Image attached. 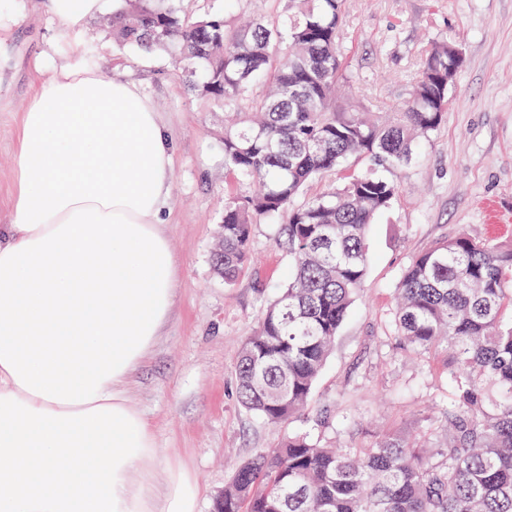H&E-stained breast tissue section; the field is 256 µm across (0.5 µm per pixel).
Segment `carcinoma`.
I'll use <instances>...</instances> for the list:
<instances>
[{
    "instance_id": "1",
    "label": "carcinoma",
    "mask_w": 512,
    "mask_h": 512,
    "mask_svg": "<svg viewBox=\"0 0 512 512\" xmlns=\"http://www.w3.org/2000/svg\"><path fill=\"white\" fill-rule=\"evenodd\" d=\"M182 0H126L102 18L113 42L159 51L224 113V170L259 184L224 195L215 269L231 283L253 226L286 217L291 266L235 366L236 396L271 423L301 412L367 276V235L398 187L366 171L305 198L309 182L365 156L404 166L440 127L457 66L438 43L388 118L338 105L345 0H286L278 24L234 32L225 13L190 17ZM395 327L416 354L443 350L453 377L446 445L385 434L369 447L288 438L236 470L215 512H512V241L467 233L417 255L396 288Z\"/></svg>"
}]
</instances>
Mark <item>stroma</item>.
<instances>
[{
    "label": "stroma",
    "instance_id": "stroma-1",
    "mask_svg": "<svg viewBox=\"0 0 512 512\" xmlns=\"http://www.w3.org/2000/svg\"><path fill=\"white\" fill-rule=\"evenodd\" d=\"M341 56L357 99L387 112L406 97L420 59L450 42L462 63L438 130L410 163L387 170L397 198L372 224L364 288L344 321L312 396L299 415L270 423L244 409L234 365L247 336L288 278L277 227L255 226L251 260L234 284L214 269L225 193L215 106L189 94L158 53L121 47L90 20L64 29L47 0H18L0 38V224L10 221L17 134L39 83L60 60L140 87L159 112L175 152L167 231L180 262L175 305L144 365L126 388L130 406L155 428L162 458L187 468L214 512L237 467L289 436L369 446L391 431L437 444L453 397L441 355L409 357L395 340L394 290L429 245L465 232L512 240V0H347ZM328 412L331 428L315 425Z\"/></svg>",
    "mask_w": 512,
    "mask_h": 512
}]
</instances>
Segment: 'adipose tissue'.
Masks as SVG:
<instances>
[{
	"instance_id": "obj_1",
	"label": "adipose tissue",
	"mask_w": 512,
	"mask_h": 512,
	"mask_svg": "<svg viewBox=\"0 0 512 512\" xmlns=\"http://www.w3.org/2000/svg\"><path fill=\"white\" fill-rule=\"evenodd\" d=\"M0 225V512H196L124 387L179 268L172 140L133 83L59 64L18 135Z\"/></svg>"
}]
</instances>
